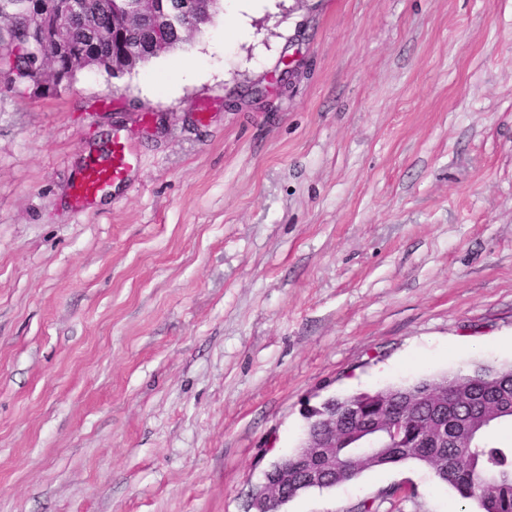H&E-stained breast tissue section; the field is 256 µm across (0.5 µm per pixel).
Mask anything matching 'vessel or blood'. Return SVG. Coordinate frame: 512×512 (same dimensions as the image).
<instances>
[{
  "mask_svg": "<svg viewBox=\"0 0 512 512\" xmlns=\"http://www.w3.org/2000/svg\"><path fill=\"white\" fill-rule=\"evenodd\" d=\"M135 153L131 143L113 136L112 150L106 160L88 163L75 183L79 204H86L105 187L122 182L133 165Z\"/></svg>",
  "mask_w": 512,
  "mask_h": 512,
  "instance_id": "vessel-or-blood-1",
  "label": "vessel or blood"
}]
</instances>
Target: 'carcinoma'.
<instances>
[{
	"label": "carcinoma",
	"instance_id": "1",
	"mask_svg": "<svg viewBox=\"0 0 512 512\" xmlns=\"http://www.w3.org/2000/svg\"><path fill=\"white\" fill-rule=\"evenodd\" d=\"M182 0H158L151 13L142 8L141 0H86L87 11L82 18L65 25L62 43L48 38L40 57L23 60L25 87L42 92L54 81L56 70L77 72L73 58L88 57L87 63L97 70L112 74V56L129 50L132 67L138 68L159 56L151 44L157 22L167 25L169 50L187 43L195 34L177 21ZM17 23L27 31L38 27L51 31L55 15L28 16L17 11ZM459 387L462 395L448 401L442 414L448 420L463 422L457 440L446 448H408V443L429 432V424L437 413L430 396L433 387L442 382ZM398 390L418 397L412 413L405 419L402 442L376 437L368 430L371 416L377 412L375 402L369 401L361 413L349 416L343 406L366 393H354L332 398L323 409L336 408V430L339 448L336 449V474L315 487L305 482L303 469L295 467L288 474V486L282 489L290 500L312 488L331 489L348 483L371 469L414 462L433 469L437 479L464 500L474 502L478 512H512V443L498 442L497 432L512 427V365L494 367L478 364L467 372L423 379L400 386Z\"/></svg>",
	"mask_w": 512,
	"mask_h": 512
}]
</instances>
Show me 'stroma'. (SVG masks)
<instances>
[{"instance_id":"35a3bbf8","label":"stroma","mask_w":512,"mask_h":512,"mask_svg":"<svg viewBox=\"0 0 512 512\" xmlns=\"http://www.w3.org/2000/svg\"><path fill=\"white\" fill-rule=\"evenodd\" d=\"M222 5L0 88V512H250L306 408L512 364V0ZM108 128L138 159L76 207ZM367 498L476 509L409 462L282 512Z\"/></svg>"}]
</instances>
